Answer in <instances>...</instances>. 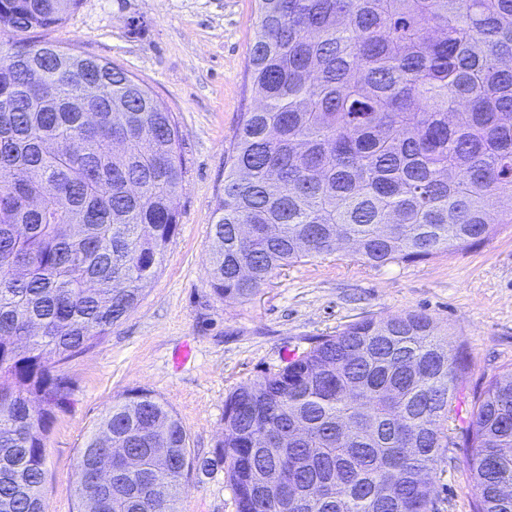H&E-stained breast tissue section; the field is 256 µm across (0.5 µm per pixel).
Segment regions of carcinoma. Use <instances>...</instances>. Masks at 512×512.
Returning <instances> with one entry per match:
<instances>
[{
	"instance_id": "carcinoma-1",
	"label": "carcinoma",
	"mask_w": 512,
	"mask_h": 512,
	"mask_svg": "<svg viewBox=\"0 0 512 512\" xmlns=\"http://www.w3.org/2000/svg\"><path fill=\"white\" fill-rule=\"evenodd\" d=\"M79 0H0V512H42L59 367L137 305L179 221L178 124L125 70L30 37ZM241 113L211 224V293L255 296L277 269L336 253L428 260L512 224V0H258ZM448 329L424 313L319 337L224 402L237 512H434L425 485L464 448L471 512H512V367L467 425ZM129 448L139 465L98 458ZM198 465L173 407L137 392L85 443L87 512H178ZM283 472L279 490L260 475ZM317 481L316 500L295 497Z\"/></svg>"
}]
</instances>
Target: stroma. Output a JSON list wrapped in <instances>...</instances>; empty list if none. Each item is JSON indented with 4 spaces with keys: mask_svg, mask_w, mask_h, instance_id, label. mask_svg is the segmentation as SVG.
<instances>
[{
    "mask_svg": "<svg viewBox=\"0 0 512 512\" xmlns=\"http://www.w3.org/2000/svg\"><path fill=\"white\" fill-rule=\"evenodd\" d=\"M257 0H81L36 37L129 72L178 122L187 174L179 224L163 264L111 334L63 367L71 383L47 436L44 512H77L75 473L104 411L137 390L168 401L200 460L179 512H236L219 445L224 402L240 384L283 367L320 336L352 322L422 312L448 330L468 369L457 402L512 364V224L465 251L372 267L350 253L276 270L252 300L227 303L208 284L210 224L224 193V156L245 108ZM192 355L184 365L181 346ZM436 512H471L468 460L453 450L432 485Z\"/></svg>",
    "mask_w": 512,
    "mask_h": 512,
    "instance_id": "1",
    "label": "stroma"
}]
</instances>
